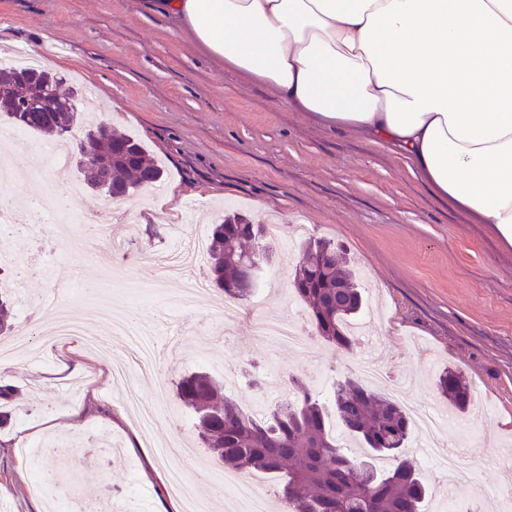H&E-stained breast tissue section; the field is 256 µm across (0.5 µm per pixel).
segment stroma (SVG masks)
Returning a JSON list of instances; mask_svg holds the SVG:
<instances>
[{
    "label": "stroma",
    "instance_id": "1",
    "mask_svg": "<svg viewBox=\"0 0 512 512\" xmlns=\"http://www.w3.org/2000/svg\"><path fill=\"white\" fill-rule=\"evenodd\" d=\"M1 44L47 55L48 70L79 87L86 115L138 139L164 178L119 200L120 214L86 191L78 222L41 223L31 262L0 272V289L20 280L28 299L0 345L51 320L63 304L95 320L79 291L106 279L113 312L129 310L152 325L154 344L164 345L173 327L185 342L161 370L133 375L143 402L164 388L177 415L147 432L112 380V359L124 354L126 337H112L108 357L72 336L44 347L41 359L0 367V384L15 388L0 426V512L49 510L31 491L35 474L21 453L34 439L51 444L77 478L61 482L60 512L86 502L112 503L118 512H182L167 493L174 470L194 481L210 512H234L227 498H211L195 461L159 455L173 442H195L196 417L177 399L178 379L206 373L243 408L261 411L285 401L289 375L320 392L358 378L361 358L400 381L393 398L404 407L449 411L436 380L460 371L473 409L485 415L458 417L440 440L469 451L481 481L492 482L490 451L512 453L511 245L432 196L396 154L322 127L211 61L143 0H0ZM228 209L257 224L274 215L282 226L242 312L310 329L293 291V266L282 258L304 239L325 237L352 258L375 337L354 336L347 351L319 341L312 358L260 341L243 323L225 336L223 293L210 288L188 299L184 279L161 278L159 264L178 241L208 242ZM113 447L118 455H110Z\"/></svg>",
    "mask_w": 512,
    "mask_h": 512
}]
</instances>
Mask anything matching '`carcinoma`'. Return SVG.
Here are the masks:
<instances>
[{
  "label": "carcinoma",
  "instance_id": "carcinoma-1",
  "mask_svg": "<svg viewBox=\"0 0 512 512\" xmlns=\"http://www.w3.org/2000/svg\"><path fill=\"white\" fill-rule=\"evenodd\" d=\"M64 78L39 66L0 64V116L12 128L55 141L96 146L98 165L76 170L91 191L113 200L131 196L161 182L164 171L134 138L118 134L102 122L86 124L79 109L80 93L61 92ZM263 224L233 212L214 225L208 249L209 279L229 301H242L251 288L243 263L251 248L265 249ZM293 288L305 304L314 334L348 349V327L363 307L356 275L347 253L330 239L301 244ZM14 306L0 298V333L11 329ZM292 399L258 416L221 395L204 373L181 378L179 398L198 414L200 448L241 473L262 471L279 478L284 512H423L429 493L416 462L404 452L410 435L409 414L386 396L353 379L336 383L326 401L297 377L290 379ZM437 390L464 413L471 392L463 375L449 369L439 376ZM342 428L362 445L354 455L337 445L327 428L328 408ZM391 465L378 470L373 458Z\"/></svg>",
  "mask_w": 512,
  "mask_h": 512
}]
</instances>
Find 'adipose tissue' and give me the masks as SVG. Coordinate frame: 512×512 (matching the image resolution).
Listing matches in <instances>:
<instances>
[{
	"label": "adipose tissue",
	"instance_id": "adipose-tissue-1",
	"mask_svg": "<svg viewBox=\"0 0 512 512\" xmlns=\"http://www.w3.org/2000/svg\"><path fill=\"white\" fill-rule=\"evenodd\" d=\"M210 59L401 155L512 243V0H153Z\"/></svg>",
	"mask_w": 512,
	"mask_h": 512
}]
</instances>
